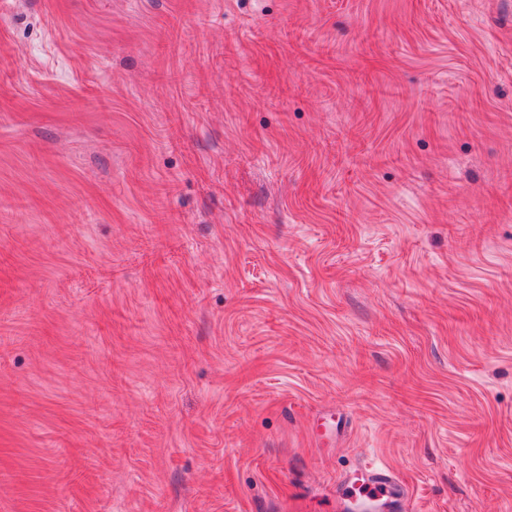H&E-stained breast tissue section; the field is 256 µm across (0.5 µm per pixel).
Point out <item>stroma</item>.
Listing matches in <instances>:
<instances>
[{
	"instance_id": "obj_1",
	"label": "stroma",
	"mask_w": 512,
	"mask_h": 512,
	"mask_svg": "<svg viewBox=\"0 0 512 512\" xmlns=\"http://www.w3.org/2000/svg\"><path fill=\"white\" fill-rule=\"evenodd\" d=\"M359 506L512 512V0H5L0 512Z\"/></svg>"
}]
</instances>
